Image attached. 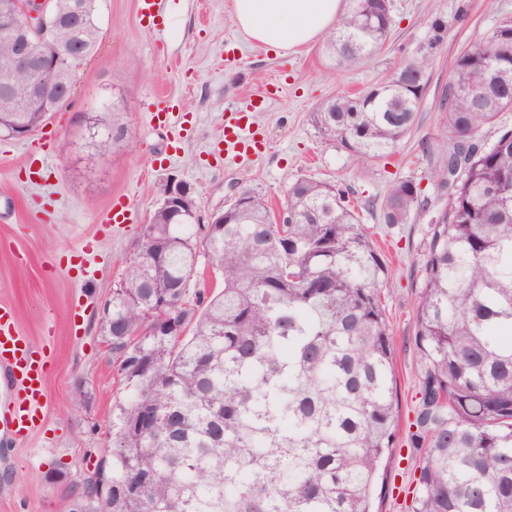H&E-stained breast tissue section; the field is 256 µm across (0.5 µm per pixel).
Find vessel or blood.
<instances>
[{
    "mask_svg": "<svg viewBox=\"0 0 512 512\" xmlns=\"http://www.w3.org/2000/svg\"><path fill=\"white\" fill-rule=\"evenodd\" d=\"M265 100L247 101L224 118L225 149L257 152L264 145L252 132L253 115ZM47 361L19 335L12 307L0 304V384L11 387L12 402L0 405V444L26 438L38 427L43 410Z\"/></svg>",
    "mask_w": 512,
    "mask_h": 512,
    "instance_id": "1",
    "label": "vessel or blood"
}]
</instances>
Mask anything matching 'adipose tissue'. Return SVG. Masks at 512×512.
Instances as JSON below:
<instances>
[{
	"label": "adipose tissue",
	"mask_w": 512,
	"mask_h": 512,
	"mask_svg": "<svg viewBox=\"0 0 512 512\" xmlns=\"http://www.w3.org/2000/svg\"><path fill=\"white\" fill-rule=\"evenodd\" d=\"M343 9V0H232L231 17L251 41L294 51L325 35Z\"/></svg>",
	"instance_id": "ef3b65f1"
}]
</instances>
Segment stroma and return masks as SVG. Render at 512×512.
Returning a JSON list of instances; mask_svg holds the SVG:
<instances>
[{
	"label": "stroma",
	"mask_w": 512,
	"mask_h": 512,
	"mask_svg": "<svg viewBox=\"0 0 512 512\" xmlns=\"http://www.w3.org/2000/svg\"><path fill=\"white\" fill-rule=\"evenodd\" d=\"M467 15L456 20L459 4ZM391 34L374 59L339 70L323 41L287 54L253 43L233 24L231 0H162L165 27L146 29L136 0H101V41L78 70L68 104L29 138L0 136V303L14 307L22 336L48 360L45 417L20 444L0 449V512H61L76 484L109 460L107 441L124 398L102 326L104 307L137 253L163 184L177 180L195 192L200 223L233 204L239 191L263 195L273 212L291 183L311 178L349 192L391 271L383 304L393 339L398 440L406 442L420 370L414 348L417 271L431 212L389 225L377 210L396 180L420 181L433 210L444 202L425 144L441 148L439 94L459 53L512 18V0H394ZM448 21L445 41L429 68V84L414 127L389 158L372 169L354 163L311 122L315 109L339 95H357L411 58L435 14ZM166 95L181 110L158 125L147 101ZM267 97L253 128L261 153L210 155L224 134L228 109ZM122 102L114 120L130 139L98 157L86 118ZM181 135L179 150L171 138ZM46 164L40 184L26 183L31 147ZM129 201L132 223L99 224L114 201Z\"/></svg>",
	"instance_id": "35a3bbf8"
}]
</instances>
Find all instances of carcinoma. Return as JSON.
I'll list each match as a JSON object with an SVG mask.
<instances>
[{
  "label": "carcinoma",
  "instance_id": "carcinoma-1",
  "mask_svg": "<svg viewBox=\"0 0 512 512\" xmlns=\"http://www.w3.org/2000/svg\"><path fill=\"white\" fill-rule=\"evenodd\" d=\"M56 45L92 56L97 0H59ZM391 0H345L325 38L336 68L376 56ZM447 22L424 53L357 96L312 113L353 160L388 157L412 130ZM0 37V131L38 129L65 101L6 109L30 76ZM116 104L90 117L97 152L121 139ZM448 150L434 177L446 196L429 224L417 282L420 356L410 447L422 451L407 512H512V18L457 57L439 100ZM496 125L491 145L479 141ZM222 224H177L158 208L103 317L127 397L112 424V465L81 488V512H373L397 489L387 461L398 413L391 329L381 292L389 267L348 190L299 178L282 223L250 192ZM429 207L412 179L381 204L386 224ZM222 280L197 287L200 259ZM178 301L167 336H142L161 301Z\"/></svg>",
  "mask_w": 512,
  "mask_h": 512
}]
</instances>
